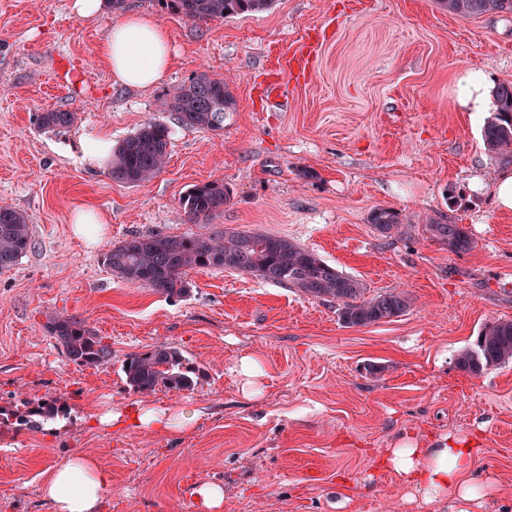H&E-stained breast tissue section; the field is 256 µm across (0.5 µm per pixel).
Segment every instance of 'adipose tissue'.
<instances>
[{"label": "adipose tissue", "mask_w": 512, "mask_h": 512, "mask_svg": "<svg viewBox=\"0 0 512 512\" xmlns=\"http://www.w3.org/2000/svg\"><path fill=\"white\" fill-rule=\"evenodd\" d=\"M103 51L114 77L139 88L155 84L171 61L168 39L160 26L143 17L127 16L115 22ZM191 416L180 408L156 410L130 405L102 416L103 425L120 429L153 431L187 429ZM471 449L444 445L422 448L402 443L389 449V467L426 498H475L481 486L472 474ZM112 482L110 471L96 457L77 453L63 459L44 480L41 495L49 512H101L104 494Z\"/></svg>", "instance_id": "obj_1"}]
</instances>
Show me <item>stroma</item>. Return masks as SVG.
Returning <instances> with one entry per match:
<instances>
[{"instance_id": "35a3bbf8", "label": "stroma", "mask_w": 512, "mask_h": 512, "mask_svg": "<svg viewBox=\"0 0 512 512\" xmlns=\"http://www.w3.org/2000/svg\"><path fill=\"white\" fill-rule=\"evenodd\" d=\"M73 0H0V205L22 210L33 247L0 272V406L49 396L67 411L57 437L0 426V512H47L40 495L70 454L112 475L104 512H198L197 484L224 489L223 512H512V363L479 375L456 359L484 326L512 320V211L490 193L512 156L490 154L484 117L456 109L471 72L512 80V14L463 19L437 0H274L256 15L190 21L157 0L77 16ZM169 34L171 67L153 86L111 75L103 43L119 14ZM314 45L304 80L276 63ZM229 79L235 100L218 132L186 128L163 104L201 73ZM281 90L258 97L260 83ZM68 110L64 133L40 113ZM171 131L164 168L146 186L90 167L88 138L119 143L146 121ZM219 181L231 200L212 224L180 206ZM401 218L386 237L375 208ZM81 209L107 218L98 242L72 233ZM464 225L475 248L432 241L425 217ZM288 238L358 279L366 297L397 290L400 316L344 325L335 303L234 271L195 269L170 299L113 273L104 256L132 234L201 235L212 227ZM84 319L110 363L71 362L49 334ZM177 348L203 376L194 390L142 394L128 354ZM260 367L242 396L240 360ZM142 401L193 412L190 432L112 430L95 422ZM404 439L474 450L485 498L426 500L386 461Z\"/></svg>"}]
</instances>
